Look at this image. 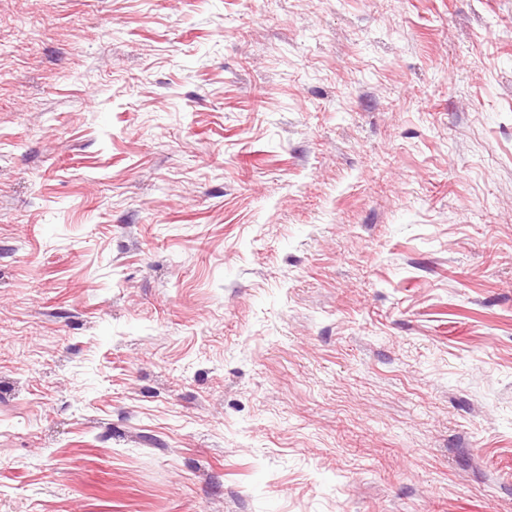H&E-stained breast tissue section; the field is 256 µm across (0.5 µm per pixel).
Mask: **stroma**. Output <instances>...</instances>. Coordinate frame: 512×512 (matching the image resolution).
<instances>
[{
    "label": "stroma",
    "mask_w": 512,
    "mask_h": 512,
    "mask_svg": "<svg viewBox=\"0 0 512 512\" xmlns=\"http://www.w3.org/2000/svg\"><path fill=\"white\" fill-rule=\"evenodd\" d=\"M0 512H512V0H0Z\"/></svg>",
    "instance_id": "stroma-1"
}]
</instances>
